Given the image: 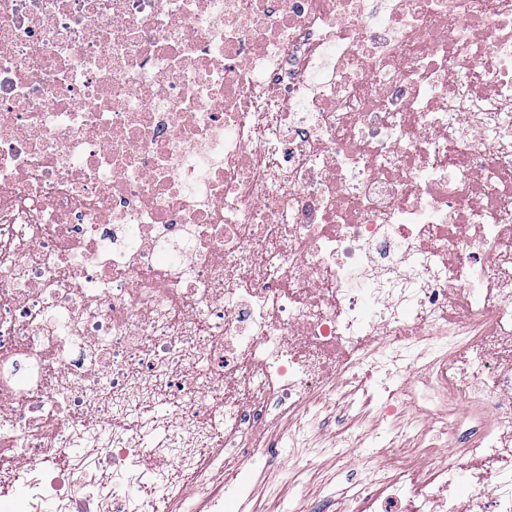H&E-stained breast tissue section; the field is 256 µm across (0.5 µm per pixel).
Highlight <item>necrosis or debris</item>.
<instances>
[{
	"mask_svg": "<svg viewBox=\"0 0 512 512\" xmlns=\"http://www.w3.org/2000/svg\"><path fill=\"white\" fill-rule=\"evenodd\" d=\"M363 369L448 448L405 422L346 512H512V0H0V512H159L172 458L219 510L195 449Z\"/></svg>",
	"mask_w": 512,
	"mask_h": 512,
	"instance_id": "4bbe7bcc",
	"label": "necrosis or debris"
}]
</instances>
